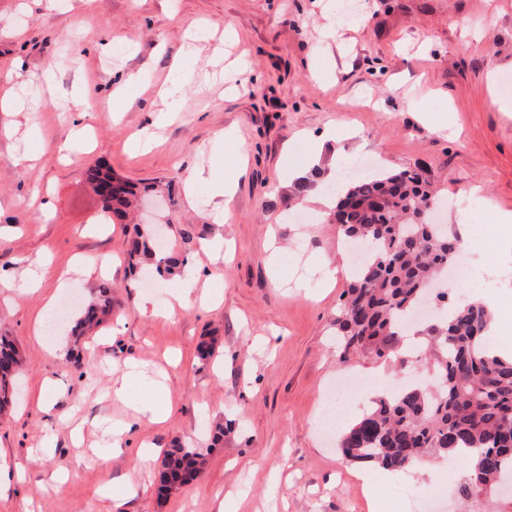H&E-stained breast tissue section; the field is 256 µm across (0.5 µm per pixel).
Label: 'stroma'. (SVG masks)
Listing matches in <instances>:
<instances>
[{"mask_svg": "<svg viewBox=\"0 0 512 512\" xmlns=\"http://www.w3.org/2000/svg\"><path fill=\"white\" fill-rule=\"evenodd\" d=\"M348 2L356 21L327 37L326 0H0V89L14 106L0 112V334L21 356L0 416V512H218L228 494L244 512H368L370 492L382 512H403L407 492L426 481L348 462L323 434L324 393L337 375L373 381L345 397L350 418L412 372L391 360L343 362L335 321L350 282L346 246L280 177L294 168L312 180L307 153L321 133L353 129L354 156L424 172L471 265L512 267L499 220L512 213V111L492 106L487 80L494 64L512 76V0ZM189 44L195 56L185 62ZM138 70L144 79L123 86ZM175 80L188 100L158 122L157 90ZM413 98L422 112L408 108ZM448 115L455 128L435 132ZM77 126L88 138L81 150L70 144ZM137 133L154 146L130 153ZM98 162L121 179L174 186V203L156 213L169 247L180 246L184 225L196 227L188 262L198 283L172 318L140 307L145 298L164 305L175 284L135 286L124 263L130 228L102 223L85 180ZM233 166L240 174L220 224L206 189L188 194L184 179ZM474 185L485 207L467 211L463 193ZM218 234L220 263L200 249ZM38 262L48 265L39 291L9 288ZM324 263L339 273L320 300ZM64 272L71 282L61 288ZM105 282L114 308L96 334L76 340L63 326L36 338L45 300L73 314ZM156 379L169 412L162 424L138 412L157 396ZM125 422L132 429L113 451L112 429ZM175 439L203 449L206 463L192 484L161 495L152 482L161 462L144 466L139 450Z\"/></svg>", "mask_w": 512, "mask_h": 512, "instance_id": "1", "label": "stroma"}]
</instances>
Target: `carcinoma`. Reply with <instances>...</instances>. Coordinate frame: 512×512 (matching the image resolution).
I'll return each instance as SVG.
<instances>
[{"mask_svg":"<svg viewBox=\"0 0 512 512\" xmlns=\"http://www.w3.org/2000/svg\"><path fill=\"white\" fill-rule=\"evenodd\" d=\"M86 180L101 196V212L111 224L125 220L132 198L155 191L116 178L99 164L86 170ZM437 205L428 183L411 171L380 170L371 178L346 181L338 193L330 216L348 240L371 249L352 275L336 318L345 355L391 358L401 342L400 325L454 262L458 240L425 217ZM126 262L132 271L150 265L165 280L181 273L187 257L161 245L152 225L135 224ZM110 316L112 296L104 285L80 311L72 332L83 336ZM490 321L480 302L446 305L439 321L424 330L435 349V381L407 387L396 397L383 395L354 418L340 439L344 457L400 472L425 455L458 456L466 466L459 492L467 501L492 495L499 484L512 485V357L487 345ZM18 365L12 341L0 336V410L12 395ZM204 462L195 448L167 449L160 489L191 483Z\"/></svg>","mask_w":512,"mask_h":512,"instance_id":"carcinoma-1","label":"carcinoma"}]
</instances>
